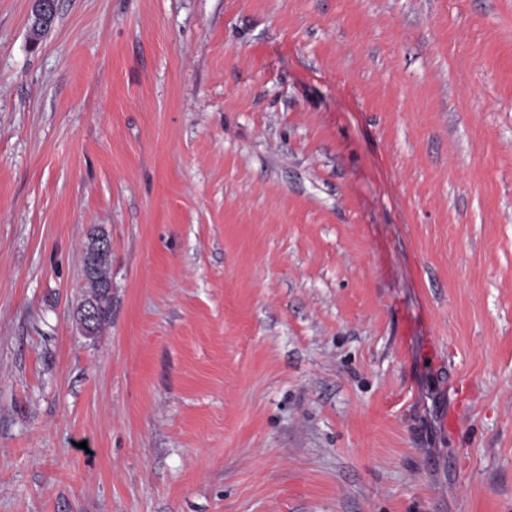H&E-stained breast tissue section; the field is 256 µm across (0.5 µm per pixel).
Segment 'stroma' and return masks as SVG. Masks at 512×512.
<instances>
[{
    "mask_svg": "<svg viewBox=\"0 0 512 512\" xmlns=\"http://www.w3.org/2000/svg\"><path fill=\"white\" fill-rule=\"evenodd\" d=\"M32 6L0 0V512H512V0ZM112 242L107 238L100 240L98 244L99 252H106L100 255L94 263V269L91 272L85 273L86 291L83 294L82 301L79 306V323L83 331L92 333L94 338L101 331L104 324H106L111 317L112 312V279H111V266H112ZM86 311V317L92 326H88L84 318L83 311ZM93 308V309H92ZM95 309V310H94ZM96 311V312H95Z\"/></svg>",
    "mask_w": 512,
    "mask_h": 512,
    "instance_id": "stroma-1",
    "label": "stroma"
}]
</instances>
